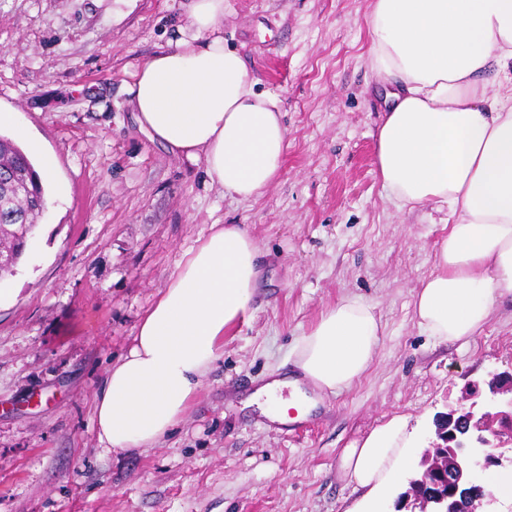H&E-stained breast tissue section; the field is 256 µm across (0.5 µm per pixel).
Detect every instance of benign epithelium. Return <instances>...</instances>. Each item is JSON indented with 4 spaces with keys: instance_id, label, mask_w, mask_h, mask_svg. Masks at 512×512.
Listing matches in <instances>:
<instances>
[{
    "instance_id": "1",
    "label": "benign epithelium",
    "mask_w": 512,
    "mask_h": 512,
    "mask_svg": "<svg viewBox=\"0 0 512 512\" xmlns=\"http://www.w3.org/2000/svg\"><path fill=\"white\" fill-rule=\"evenodd\" d=\"M419 470L408 480L411 512H489L496 498L481 475L512 468V373L493 374L487 389L464 391L438 422Z\"/></svg>"
}]
</instances>
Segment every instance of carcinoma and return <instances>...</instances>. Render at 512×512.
I'll return each instance as SVG.
<instances>
[{"mask_svg":"<svg viewBox=\"0 0 512 512\" xmlns=\"http://www.w3.org/2000/svg\"><path fill=\"white\" fill-rule=\"evenodd\" d=\"M48 202L34 164L10 138L0 136V245L5 248L0 270L13 274L23 248L33 236V219Z\"/></svg>","mask_w":512,"mask_h":512,"instance_id":"1","label":"carcinoma"}]
</instances>
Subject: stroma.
<instances>
[{
	"mask_svg": "<svg viewBox=\"0 0 512 512\" xmlns=\"http://www.w3.org/2000/svg\"><path fill=\"white\" fill-rule=\"evenodd\" d=\"M224 43L283 100L288 152L263 196L210 186L202 165L140 128L126 87L171 47L187 0H0V134L57 161L35 238L0 280V512H347V448L401 415L420 436L465 388L512 372V302L479 336L442 343L412 300L446 228L397 208L376 172L386 109L369 61L371 0H225ZM242 224L259 250L249 310L224 337L184 420L147 450L100 443L94 409L112 362L185 251ZM375 305L368 372L296 432L245 407L320 312Z\"/></svg>",
	"mask_w": 512,
	"mask_h": 512,
	"instance_id": "stroma-1",
	"label": "stroma"
}]
</instances>
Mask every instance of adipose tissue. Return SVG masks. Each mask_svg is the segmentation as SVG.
I'll return each instance as SVG.
<instances>
[{"instance_id": "adipose-tissue-1", "label": "adipose tissue", "mask_w": 512, "mask_h": 512, "mask_svg": "<svg viewBox=\"0 0 512 512\" xmlns=\"http://www.w3.org/2000/svg\"><path fill=\"white\" fill-rule=\"evenodd\" d=\"M187 34L142 60L130 87L142 129L211 184L248 200L279 176L288 150L278 96L256 91L247 63L224 45V0H189ZM370 63L389 106L376 165L398 207L445 209L448 233L414 295L418 327L470 340L496 301L512 299V0H372ZM258 249L241 224H214L189 248L141 319L95 404L112 452L151 448L201 389L224 334L249 309ZM383 326L372 304L323 310L293 352V379L257 388L249 404L285 423L350 388L371 367ZM405 417L380 423L342 459L340 478L381 507L411 449Z\"/></svg>"}]
</instances>
